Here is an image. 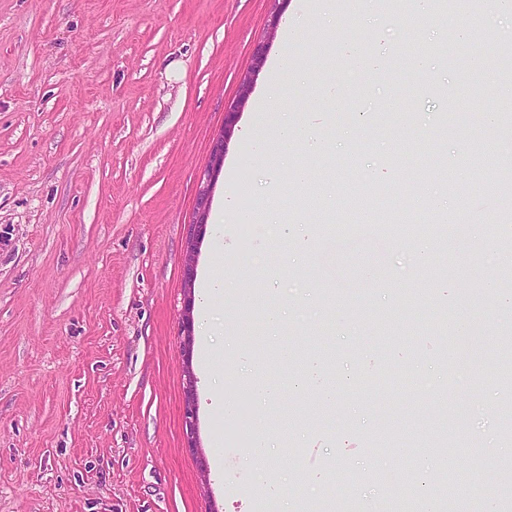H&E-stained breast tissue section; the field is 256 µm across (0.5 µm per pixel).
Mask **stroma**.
Returning a JSON list of instances; mask_svg holds the SVG:
<instances>
[{"label":"stroma","instance_id":"obj_1","mask_svg":"<svg viewBox=\"0 0 512 512\" xmlns=\"http://www.w3.org/2000/svg\"><path fill=\"white\" fill-rule=\"evenodd\" d=\"M275 14L292 42L268 36ZM459 25L480 43L461 67H427L420 47L444 34L424 38L425 21L395 6L377 24H339L311 0H0V512H336L346 486L358 502L386 494L365 470L427 493L439 432L449 469L468 476L456 512H512L495 383L512 297L504 264L487 261L507 251L512 124L486 121L508 108L497 74L512 69L499 53L512 18L469 0ZM265 39L268 65L292 59L273 120L311 123L335 147L280 142L272 126L249 135L260 71L211 195L236 211L198 244L197 276L224 278L204 317L186 310L200 290L182 281L197 191ZM349 43L378 57L377 78L353 69ZM381 187L428 247L413 275L406 237L375 212ZM475 216L480 236L452 232ZM349 238L382 251V275L341 252ZM340 260L368 303L337 282ZM272 307L284 312L273 333ZM259 381L273 403L256 400Z\"/></svg>","mask_w":512,"mask_h":512}]
</instances>
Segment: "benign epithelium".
Returning <instances> with one entry per match:
<instances>
[{"mask_svg":"<svg viewBox=\"0 0 512 512\" xmlns=\"http://www.w3.org/2000/svg\"><path fill=\"white\" fill-rule=\"evenodd\" d=\"M268 47L269 42L267 41H260L254 45L251 54V67L240 79L236 103L230 105L229 108L225 110L224 129L213 142L211 149V165L207 170L206 183L199 186L196 197L197 220L195 222V231L196 238L198 239L202 237L203 229L206 224L210 206L211 189L224 160L227 140L232 134L238 115L249 97L255 77L265 63ZM196 249L197 242H191L190 246L187 247L184 257L183 280L184 288L186 289L192 288L196 270Z\"/></svg>","mask_w":512,"mask_h":512,"instance_id":"obj_1","label":"benign epithelium"}]
</instances>
